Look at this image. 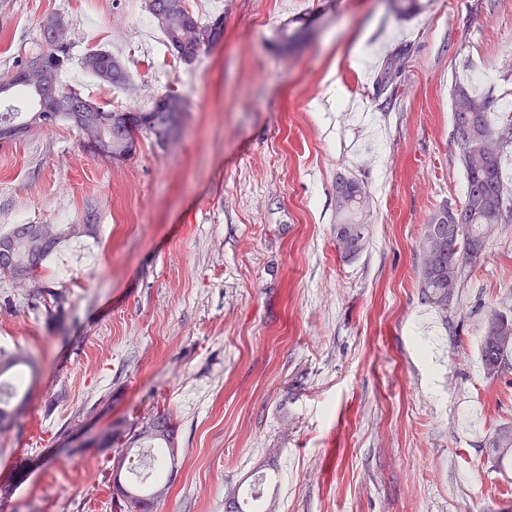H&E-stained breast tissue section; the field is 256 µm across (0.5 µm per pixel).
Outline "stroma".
Instances as JSON below:
<instances>
[{
	"instance_id": "1",
	"label": "stroma",
	"mask_w": 512,
	"mask_h": 512,
	"mask_svg": "<svg viewBox=\"0 0 512 512\" xmlns=\"http://www.w3.org/2000/svg\"><path fill=\"white\" fill-rule=\"evenodd\" d=\"M224 35L193 64L172 57L146 0H0V74L37 50L42 18L62 15L74 45L64 84L110 108L187 104L176 146L153 139L111 164L62 123L0 144V233L79 224L41 299L0 277V348L37 362L26 401L0 431V512H117L120 448L70 452L73 425L102 430L167 409L178 472L155 512H224L255 469L275 474V512H512V462L489 441L512 424V365L487 376L490 312L512 315V224L440 314L423 299L420 241L430 214L458 205L450 94L475 68L479 95L512 99V0H190ZM308 23L282 50L275 33ZM410 50L394 104L375 77ZM103 48L127 84L80 67ZM369 193L368 243L343 262L333 236L336 174ZM276 456H268V449Z\"/></svg>"
}]
</instances>
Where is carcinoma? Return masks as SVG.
<instances>
[{
    "label": "carcinoma",
    "instance_id": "cac0c4a2",
    "mask_svg": "<svg viewBox=\"0 0 512 512\" xmlns=\"http://www.w3.org/2000/svg\"><path fill=\"white\" fill-rule=\"evenodd\" d=\"M149 13L156 20L167 47L179 61L190 64L203 50L219 42L214 31L215 20L203 22L187 6V0H147ZM72 44L45 45L30 58L15 67L12 93L29 98L22 110L15 106L0 111V130L16 126L20 130H48L66 121L84 139L103 138L117 146H133L140 137H152L164 147L158 129L166 124L165 112L157 104L131 113L116 112L83 97L71 87H64L61 75L71 61ZM409 51L401 49L391 55L378 74L377 93L390 104L397 99V79L406 69ZM118 57L97 49L81 58L83 68L91 73L103 88L110 87L112 63ZM453 138L458 147V162L464 170L466 192L462 202L454 207L444 205L434 211L424 225L420 245V288L425 302L442 313L458 288L462 286L467 267L485 251L497 224L512 223V190L503 182L502 157L512 153V119L499 122L491 119L495 105L486 96L476 95L462 85L451 92ZM368 196L362 182L349 173L336 174V224L333 234L340 258L352 262L365 250L368 237L364 224ZM26 224H15L3 237L13 241L10 265L31 270L40 286L34 288L12 276V271L0 267V276L8 275L21 288L34 296H50L54 307L62 309L64 292H54L44 284L41 272L46 260L65 239L94 236L98 224H46L47 243L35 245L27 238ZM479 356L488 376L502 371L512 357V318L492 312L485 322L479 341ZM36 363L24 351L0 349V429L16 418L18 408L12 406L17 395L16 379L8 373L19 367L35 369ZM101 442L112 441L131 451L151 448L158 454H147L151 481L140 480L125 486L121 500L133 512H153L155 503L166 496L178 471V426L172 414L163 409L148 418L134 422L123 419L112 422L99 434ZM490 447L498 455L512 452V425L495 430Z\"/></svg>",
    "mask_w": 512,
    "mask_h": 512
}]
</instances>
